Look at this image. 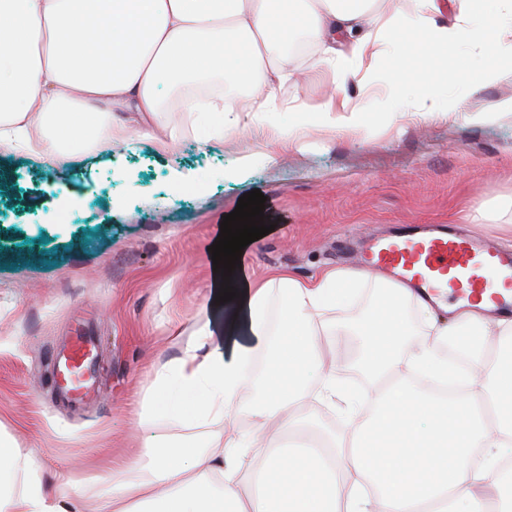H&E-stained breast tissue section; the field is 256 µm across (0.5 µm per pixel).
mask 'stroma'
Segmentation results:
<instances>
[{"label":"stroma","instance_id":"stroma-1","mask_svg":"<svg viewBox=\"0 0 512 512\" xmlns=\"http://www.w3.org/2000/svg\"><path fill=\"white\" fill-rule=\"evenodd\" d=\"M404 58L389 47L370 90L306 67L280 97L307 109L327 91L360 99L366 128L305 130L282 144L243 130L221 139L186 132L161 149L70 155L55 166L0 154V422L33 454L45 479L83 466L99 471L112 453L131 450L134 412L154 365L179 353L173 326L208 318L216 336L236 317L217 303L210 248L241 196L266 198L269 234L241 252L230 284L246 287L272 269L302 277L355 265L360 238L395 234L404 224H451L500 247L512 245V115L494 113L512 98V64L461 110L428 118L393 91ZM252 165L238 169L240 159ZM177 172L193 174L182 187ZM380 274L354 285L332 320L356 318L378 303ZM98 343L95 399H62L57 352L75 329ZM299 426L341 436L344 417L310 399Z\"/></svg>","mask_w":512,"mask_h":512}]
</instances>
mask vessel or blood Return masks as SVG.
Masks as SVG:
<instances>
[{"label":"vessel or blood","instance_id":"vessel-or-blood-1","mask_svg":"<svg viewBox=\"0 0 512 512\" xmlns=\"http://www.w3.org/2000/svg\"><path fill=\"white\" fill-rule=\"evenodd\" d=\"M360 256L365 270L387 272L425 293L446 292L463 299L485 292L497 281L512 286V252L453 233L420 236L409 229L364 244ZM95 348L93 337L80 331L70 348L56 358L60 369L78 374L74 399H81L91 388Z\"/></svg>","mask_w":512,"mask_h":512}]
</instances>
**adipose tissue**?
<instances>
[{"label":"adipose tissue","instance_id":"adipose-tissue-1","mask_svg":"<svg viewBox=\"0 0 512 512\" xmlns=\"http://www.w3.org/2000/svg\"><path fill=\"white\" fill-rule=\"evenodd\" d=\"M373 0H0V150L41 157L90 149L102 140L128 148L133 137L167 147L201 113L218 112L213 136L252 128L288 144L300 126L274 115L293 111L273 88L299 79L297 37L315 61L370 84L366 61L379 36ZM446 0H414L402 16L408 62L440 70L467 46L484 64H458L455 77L479 92L512 56V0H465L452 24L438 23ZM126 112L117 118L115 109ZM359 104L329 98L312 126H363ZM359 271L331 267L311 277L276 270L250 286L242 325L262 343L224 353L209 321H198L178 357L158 366L136 412L146 429L136 455L113 460L112 482L60 472L46 483L27 452L0 435V512H512V314L488 318L489 298L450 304V319L428 325L443 340L460 328L493 334L491 350L461 375L463 392L434 393L448 364L435 346L402 354L413 333L410 288L388 283L367 322L330 323ZM356 336L366 394L341 389L324 366L319 339ZM417 380L421 389L408 388ZM347 412L366 407L336 443L335 460L286 440L292 411L314 395ZM195 423L248 413L256 434L227 429L203 448L156 433L160 413Z\"/></svg>","mask_w":512,"mask_h":512}]
</instances>
